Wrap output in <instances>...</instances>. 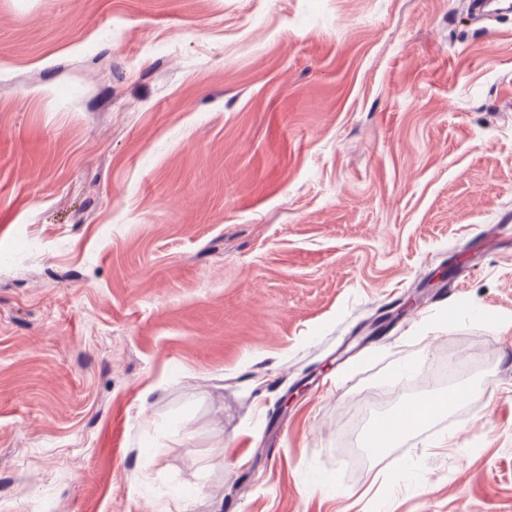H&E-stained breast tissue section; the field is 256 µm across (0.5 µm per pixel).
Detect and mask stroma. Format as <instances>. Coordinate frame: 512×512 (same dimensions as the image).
<instances>
[{
  "instance_id": "35a3bbf8",
  "label": "stroma",
  "mask_w": 512,
  "mask_h": 512,
  "mask_svg": "<svg viewBox=\"0 0 512 512\" xmlns=\"http://www.w3.org/2000/svg\"><path fill=\"white\" fill-rule=\"evenodd\" d=\"M0 512H512V11L0 0ZM448 398L450 397L448 396ZM448 398H426L412 403L409 426L418 428L423 423L427 424L439 413L451 411L455 405L448 402Z\"/></svg>"
}]
</instances>
